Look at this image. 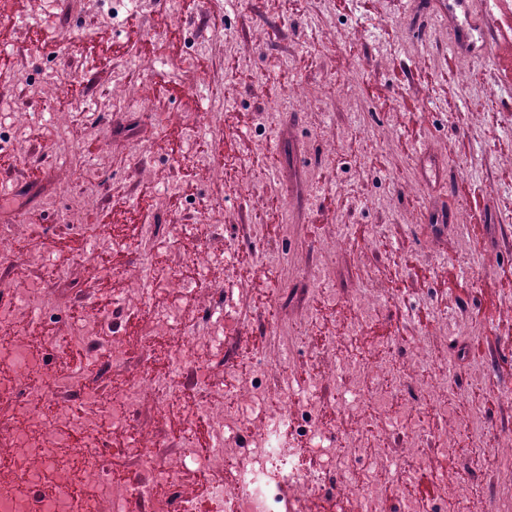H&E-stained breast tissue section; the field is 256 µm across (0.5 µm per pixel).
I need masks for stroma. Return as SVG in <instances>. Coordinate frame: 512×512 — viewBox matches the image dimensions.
Returning a JSON list of instances; mask_svg holds the SVG:
<instances>
[{"mask_svg":"<svg viewBox=\"0 0 512 512\" xmlns=\"http://www.w3.org/2000/svg\"><path fill=\"white\" fill-rule=\"evenodd\" d=\"M67 2L64 22L56 0H0V171L23 145L41 185L61 189L55 210L24 196L0 225H27L28 244L48 254L44 287L60 270L88 271L94 294L121 296L148 258L193 257V225H222L200 280L234 281L245 317L225 318V348L293 351L287 372L304 379L325 337L346 338L352 287L373 284L386 305L361 331L370 350H404L442 314L461 327L435 349L469 345L449 382L485 401L496 456L512 437V0H464L452 20L448 0H430L429 21L421 0H196L174 12L165 0ZM210 16L217 32L202 26ZM463 26L484 35L475 51L459 46ZM211 86L222 89L216 112ZM77 159L105 178L80 220L115 245L104 259L79 240L62 263L51 227L69 220ZM432 206L461 209L465 228L435 233ZM151 223L179 230L148 240ZM338 236L348 287L276 310L277 290L302 285ZM270 246L288 250L281 271L262 263ZM465 471L492 487L472 512L512 496V477L458 455L435 459L419 488Z\"/></svg>","mask_w":512,"mask_h":512,"instance_id":"stroma-1","label":"stroma"}]
</instances>
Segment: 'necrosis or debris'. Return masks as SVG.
Listing matches in <instances>:
<instances>
[{
  "label": "necrosis or debris",
  "mask_w": 512,
  "mask_h": 512,
  "mask_svg": "<svg viewBox=\"0 0 512 512\" xmlns=\"http://www.w3.org/2000/svg\"><path fill=\"white\" fill-rule=\"evenodd\" d=\"M59 288L32 286L21 298L0 287V446L9 448L11 475L0 481V512H196L184 490L186 476L202 480L206 512H281L284 492L293 496L328 487L354 498L357 512H471L485 494L469 476L447 484L438 501L412 494L414 470L426 464L432 445L441 452L484 460L485 423L475 404L448 395V361L434 357L427 341H412L405 352L418 387H403L392 351H366L350 333L344 353L326 351L307 391L296 393L287 374L288 355L268 361L262 353L238 360L234 382L224 389L199 379L201 362L224 365V339L193 335L175 311L149 324L146 338L168 336L165 377L143 375L119 393L109 392L114 374L132 362L122 329L125 310L145 302L149 286L174 293L194 292L195 282L157 271L152 280L134 278L111 314L84 313L72 322L65 341L81 348L87 362L79 375L62 365L61 354L35 350L26 324L55 313L61 300L82 305L91 297L86 278L72 274ZM193 391L196 415L211 428L206 447L190 434L163 442L154 424ZM337 391L359 428L336 447L322 422L326 391ZM455 412L462 425L431 442L428 411ZM265 416L248 444L235 437L246 413ZM129 442L114 453L105 445L113 428ZM302 434L305 445L280 444L279 429ZM238 467L240 481L224 482L226 467Z\"/></svg>",
  "instance_id": "1"
}]
</instances>
